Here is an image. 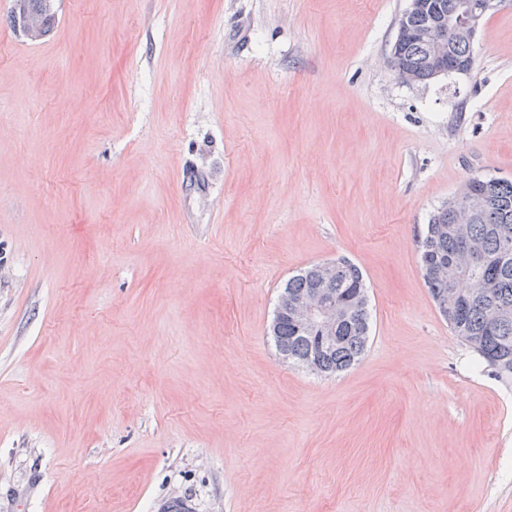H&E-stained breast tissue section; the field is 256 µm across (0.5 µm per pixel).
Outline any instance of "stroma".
Wrapping results in <instances>:
<instances>
[{"label": "stroma", "mask_w": 512, "mask_h": 512, "mask_svg": "<svg viewBox=\"0 0 512 512\" xmlns=\"http://www.w3.org/2000/svg\"><path fill=\"white\" fill-rule=\"evenodd\" d=\"M0 0V512H512V381L418 241L512 179V0L465 74L386 64L407 0ZM364 273L337 377L269 326L298 269ZM10 24L30 43L46 40L56 21V0H14Z\"/></svg>", "instance_id": "stroma-1"}]
</instances>
